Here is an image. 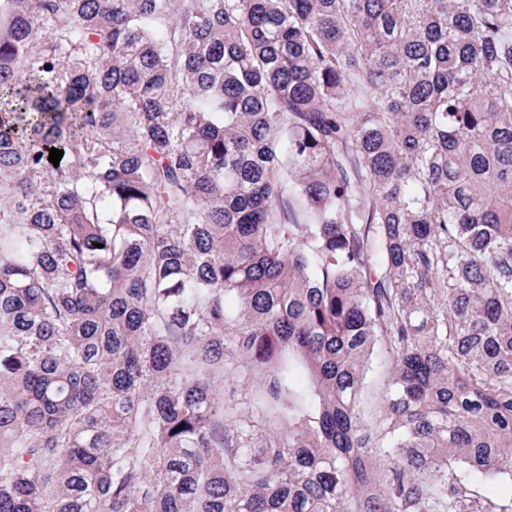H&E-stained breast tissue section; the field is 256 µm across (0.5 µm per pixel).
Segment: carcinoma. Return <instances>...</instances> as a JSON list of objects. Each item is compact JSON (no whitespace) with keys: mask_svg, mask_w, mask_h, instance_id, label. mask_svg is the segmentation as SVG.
<instances>
[{"mask_svg":"<svg viewBox=\"0 0 512 512\" xmlns=\"http://www.w3.org/2000/svg\"><path fill=\"white\" fill-rule=\"evenodd\" d=\"M0 512H512V0H0Z\"/></svg>","mask_w":512,"mask_h":512,"instance_id":"1","label":"carcinoma"}]
</instances>
